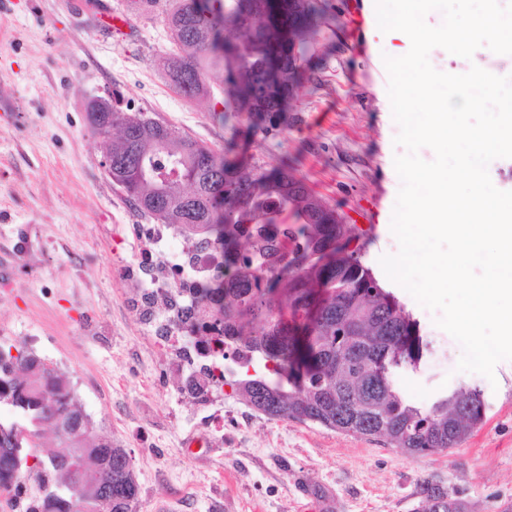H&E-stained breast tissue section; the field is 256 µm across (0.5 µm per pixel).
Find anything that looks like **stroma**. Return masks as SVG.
I'll return each mask as SVG.
<instances>
[{
    "label": "stroma",
    "instance_id": "stroma-1",
    "mask_svg": "<svg viewBox=\"0 0 512 512\" xmlns=\"http://www.w3.org/2000/svg\"><path fill=\"white\" fill-rule=\"evenodd\" d=\"M323 4L327 22L285 119L254 131L215 118L220 79L209 98L176 94L161 66L173 43L160 14H139L130 0H0V332L32 339L68 375L92 437L130 454L136 512H426L431 488L465 512H512V361L491 380L457 371L460 345L379 264L398 250L401 149L382 60L396 41L379 31L374 0ZM108 12L128 17L123 34L105 23ZM429 60L451 74L476 65L512 75V56L484 46L469 61L441 48ZM101 98L215 151L234 141L249 163L287 165L341 214L365 265L434 342L417 371L397 372L398 390L426 407L479 385L482 425L457 448L410 456L382 438L268 418L228 386L223 443L199 430L133 310L127 272L144 250L136 227L151 218L101 166L106 144L87 114Z\"/></svg>",
    "mask_w": 512,
    "mask_h": 512
}]
</instances>
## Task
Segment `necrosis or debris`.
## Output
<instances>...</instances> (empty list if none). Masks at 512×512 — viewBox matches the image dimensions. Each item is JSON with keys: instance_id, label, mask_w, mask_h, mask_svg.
I'll use <instances>...</instances> for the list:
<instances>
[{"instance_id": "1", "label": "necrosis or debris", "mask_w": 512, "mask_h": 512, "mask_svg": "<svg viewBox=\"0 0 512 512\" xmlns=\"http://www.w3.org/2000/svg\"><path fill=\"white\" fill-rule=\"evenodd\" d=\"M184 236L191 248L174 253L168 224H144L139 228L147 248L141 257L144 270H133L138 283L137 306L153 343L168 352L179 374L180 397L189 399L203 413L202 428L223 433L224 346L216 331H201L195 322L178 318L177 307L189 306L200 288L220 279L224 272L222 250L206 245L205 237L190 227Z\"/></svg>"}]
</instances>
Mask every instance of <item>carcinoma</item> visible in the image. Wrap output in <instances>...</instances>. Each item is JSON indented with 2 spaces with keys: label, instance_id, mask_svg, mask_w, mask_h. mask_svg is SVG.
<instances>
[{
  "label": "carcinoma",
  "instance_id": "cac0c4a2",
  "mask_svg": "<svg viewBox=\"0 0 512 512\" xmlns=\"http://www.w3.org/2000/svg\"><path fill=\"white\" fill-rule=\"evenodd\" d=\"M162 19L177 51L164 68L184 98L210 95L209 78L224 73L218 114L248 127L275 124L288 111V60L303 62L325 24L322 0H303L288 18V0H133ZM293 30H288V26ZM294 42L288 43V36ZM96 130L116 128L109 145L112 182L137 209L162 224L208 230V243L224 251V278L202 289L198 303L222 298L224 339L237 345L242 375L228 381L247 405L269 418L310 421L362 437H379L410 456L457 447L482 424L487 401L479 385L448 390L424 408L395 388L399 369L413 371L434 352L433 342L362 261L354 235L323 210L307 185L284 169L246 164L218 153L176 128L117 108H90ZM293 223H284V216ZM283 227L288 253L275 259L274 239L258 225ZM257 237L253 256L239 240ZM287 300L288 312L275 304ZM350 334L336 339V326ZM373 378V392L357 395ZM16 419L0 422L2 481L34 470L44 473L30 512H96L86 481L54 456L31 453L45 426L63 444L61 427L89 430L59 369L25 348L0 347V403ZM470 405L466 416L460 404ZM84 473L106 477L112 512H136L139 486L131 458L100 438L79 455Z\"/></svg>",
  "mask_w": 512,
  "mask_h": 512
}]
</instances>
